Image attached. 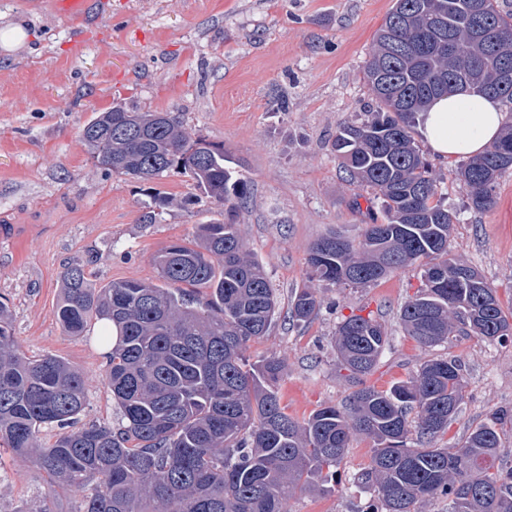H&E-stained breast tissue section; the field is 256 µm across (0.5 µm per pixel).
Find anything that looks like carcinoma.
Instances as JSON below:
<instances>
[{"mask_svg": "<svg viewBox=\"0 0 512 512\" xmlns=\"http://www.w3.org/2000/svg\"><path fill=\"white\" fill-rule=\"evenodd\" d=\"M476 11L485 22L481 40L471 33ZM504 60L512 64V12L498 0H394L363 70L376 107L342 125L331 142L348 181L371 190L380 212L370 213L357 242L336 233L318 239L306 260L308 280L366 287L421 263L422 286L399 320L425 350L461 336L495 342L512 335V313L497 290L449 256L456 217L414 137L431 103L452 90L512 101ZM82 140L95 164L118 176L152 182L181 171L221 218L161 249L155 283L96 288L79 263L63 273L54 312L63 332L82 336L91 321L107 323L117 428H75L85 379L57 356L27 358L0 302L1 448L32 459L53 487L79 492L95 484L84 512H288L297 491L321 476L336 480L362 435L372 442L358 478L370 493L369 512H420L435 499L448 500V512H512V468L498 464L512 410L496 411L456 446L439 445L464 399L461 361L426 360L386 390L365 384L391 341L370 314L343 318L332 338L336 368L354 387L346 403L324 405L302 422L284 411V359L246 356L248 343L270 329L278 300L267 270L244 247L239 215L250 185L226 165L224 143L189 132L170 112L123 104L90 119ZM511 168L512 123L457 169L469 208L490 210ZM152 202L143 215L149 224L177 200L156 193ZM324 305L317 289L301 288L291 318L306 323ZM48 426L59 433L45 446Z\"/></svg>", "mask_w": 512, "mask_h": 512, "instance_id": "carcinoma-1", "label": "carcinoma"}]
</instances>
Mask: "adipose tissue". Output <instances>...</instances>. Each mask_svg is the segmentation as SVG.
Listing matches in <instances>:
<instances>
[{
  "mask_svg": "<svg viewBox=\"0 0 512 512\" xmlns=\"http://www.w3.org/2000/svg\"><path fill=\"white\" fill-rule=\"evenodd\" d=\"M505 119L498 99L469 89L454 90L431 105L423 134L441 157H474L498 138Z\"/></svg>",
  "mask_w": 512,
  "mask_h": 512,
  "instance_id": "1",
  "label": "adipose tissue"
}]
</instances>
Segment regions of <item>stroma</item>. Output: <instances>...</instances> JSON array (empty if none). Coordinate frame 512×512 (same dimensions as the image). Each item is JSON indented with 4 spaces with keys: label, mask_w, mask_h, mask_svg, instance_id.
I'll return each instance as SVG.
<instances>
[{
    "label": "stroma",
    "mask_w": 512,
    "mask_h": 512,
    "mask_svg": "<svg viewBox=\"0 0 512 512\" xmlns=\"http://www.w3.org/2000/svg\"><path fill=\"white\" fill-rule=\"evenodd\" d=\"M394 0H99L86 21L57 13L53 0H0V28L24 21L23 49L0 53V297L9 305L24 355H54L80 371L88 395L81 422L116 427L121 415L106 385V347L98 329L66 335L53 312L68 263H84L92 284L151 281L156 252L191 239L215 208L189 178L171 172L151 183L97 169L81 140L93 113L123 103L176 113L188 131L223 143L252 197L240 217L247 248L268 271L279 312L251 342V359L275 353L288 370L282 407L302 421L350 389L336 374L331 338L352 314H372L392 340L367 384L384 390L426 359L456 357L465 397L444 437L460 442L502 408H512V337L474 336L428 350L404 336L401 306L421 286L419 267L396 271L367 288L324 282L333 309L296 324L292 293L307 285L306 258L328 231L360 239L368 222L355 194L379 207L371 191L349 185L330 150L339 125L374 104L363 81L373 35ZM287 111H279L280 101ZM439 190L458 221L452 256L476 266L512 302V169L496 203L468 208L456 176L459 159L431 155ZM177 198L154 223H140L153 193ZM194 204H186V197ZM371 442L353 440L333 492H303L290 512H363L369 496L355 479ZM83 495L50 490L35 464L0 455V512H82Z\"/></svg>",
    "instance_id": "obj_1"
}]
</instances>
